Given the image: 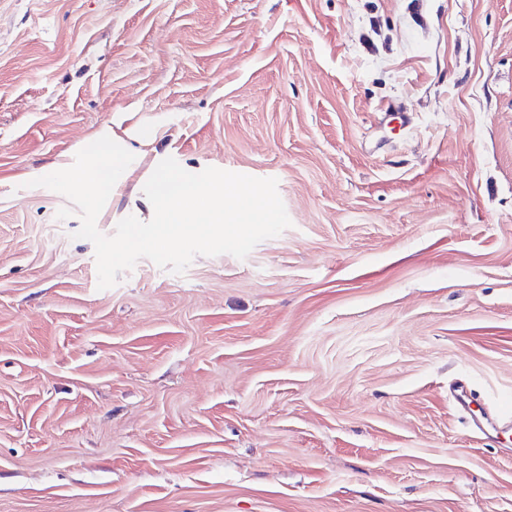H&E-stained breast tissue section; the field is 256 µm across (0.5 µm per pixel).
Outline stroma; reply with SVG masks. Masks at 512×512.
Masks as SVG:
<instances>
[{
	"instance_id": "35a3bbf8",
	"label": "stroma",
	"mask_w": 512,
	"mask_h": 512,
	"mask_svg": "<svg viewBox=\"0 0 512 512\" xmlns=\"http://www.w3.org/2000/svg\"><path fill=\"white\" fill-rule=\"evenodd\" d=\"M274 178L245 259L97 288L100 126ZM512 0H0V512H512Z\"/></svg>"
}]
</instances>
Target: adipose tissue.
<instances>
[{"label": "adipose tissue", "instance_id": "obj_1", "mask_svg": "<svg viewBox=\"0 0 512 512\" xmlns=\"http://www.w3.org/2000/svg\"><path fill=\"white\" fill-rule=\"evenodd\" d=\"M167 127L157 122L148 127L126 125L123 115L117 114L109 125L101 127L90 138V163L69 172L70 188L80 194L93 196L99 204H109L123 188L112 168L114 160L126 163L128 172H135L142 157L141 146L165 136Z\"/></svg>", "mask_w": 512, "mask_h": 512}]
</instances>
